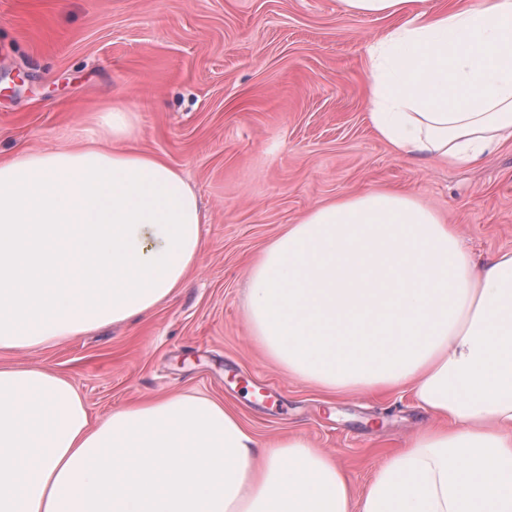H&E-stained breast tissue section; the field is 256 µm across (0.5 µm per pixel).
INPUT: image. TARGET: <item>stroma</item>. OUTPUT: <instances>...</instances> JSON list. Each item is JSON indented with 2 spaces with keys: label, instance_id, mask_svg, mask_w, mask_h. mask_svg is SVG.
Here are the masks:
<instances>
[{
  "label": "stroma",
  "instance_id": "1",
  "mask_svg": "<svg viewBox=\"0 0 512 512\" xmlns=\"http://www.w3.org/2000/svg\"><path fill=\"white\" fill-rule=\"evenodd\" d=\"M393 19L340 0H0V159L83 139L104 100L134 107L138 148L179 169L206 222L183 288L149 315L0 364L70 378L92 418L153 397L224 402L261 442L300 434L355 494L425 420L410 392L335 394L253 340L249 273L312 206L389 186L456 225L478 261L512 250V144L473 165L399 157L368 119V45Z\"/></svg>",
  "mask_w": 512,
  "mask_h": 512
}]
</instances>
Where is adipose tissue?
Segmentation results:
<instances>
[{"label":"adipose tissue","mask_w":512,"mask_h":512,"mask_svg":"<svg viewBox=\"0 0 512 512\" xmlns=\"http://www.w3.org/2000/svg\"><path fill=\"white\" fill-rule=\"evenodd\" d=\"M401 17L367 48L368 120L399 156L469 165L512 141V0ZM112 104L79 146L0 161V350L145 316L203 252L193 186ZM247 320L290 375L408 389L428 422L355 496L300 435L262 445L223 402L175 394L92 423L65 376L0 365V512H512V251L476 264L394 188L309 209L261 252Z\"/></svg>","instance_id":"adipose-tissue-1"}]
</instances>
